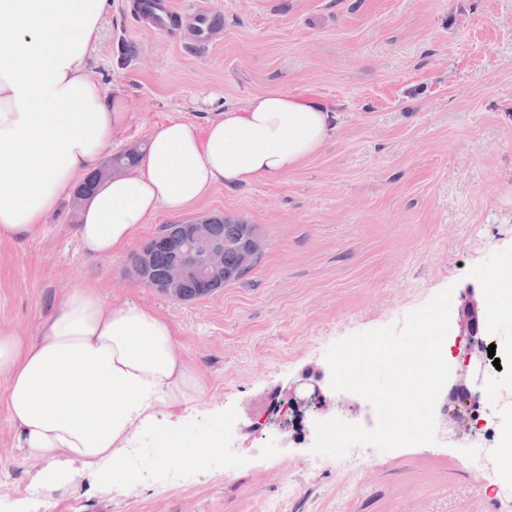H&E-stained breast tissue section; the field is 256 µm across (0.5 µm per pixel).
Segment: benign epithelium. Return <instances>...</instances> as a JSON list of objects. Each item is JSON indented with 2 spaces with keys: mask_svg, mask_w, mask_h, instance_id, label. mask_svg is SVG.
<instances>
[{
  "mask_svg": "<svg viewBox=\"0 0 512 512\" xmlns=\"http://www.w3.org/2000/svg\"><path fill=\"white\" fill-rule=\"evenodd\" d=\"M236 248L239 254V268L249 270L262 249V241L248 237L238 242ZM188 273L196 274L201 279L202 288L206 291L212 288L217 278L230 277V274L224 270V246L212 241L210 224L206 219L197 218L188 225L187 244L174 255L168 271L166 287L169 291H174ZM482 315L483 311L474 299V293L468 292L457 318L460 334L467 336L464 348L466 357L470 358L473 354L482 352L483 339L474 334V329L471 328V324L478 321ZM307 398L320 410L327 405L326 395L321 386L315 382H301L290 386L284 392L283 402L286 406H296Z\"/></svg>",
  "mask_w": 512,
  "mask_h": 512,
  "instance_id": "obj_1",
  "label": "benign epithelium"
}]
</instances>
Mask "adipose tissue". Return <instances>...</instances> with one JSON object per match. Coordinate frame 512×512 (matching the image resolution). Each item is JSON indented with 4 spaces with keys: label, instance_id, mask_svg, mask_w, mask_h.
<instances>
[{
    "label": "adipose tissue",
    "instance_id": "1",
    "mask_svg": "<svg viewBox=\"0 0 512 512\" xmlns=\"http://www.w3.org/2000/svg\"><path fill=\"white\" fill-rule=\"evenodd\" d=\"M106 3L0 0V240L46 233L128 120L123 100L106 98L92 74ZM333 128L326 107L279 91L226 109L202 134L170 121L138 167L85 202L80 241L98 257L119 253L158 210L181 213L219 183L284 176ZM0 377L15 446L39 461L33 483L48 493L82 479L134 485L121 456L143 431L183 421L205 391L170 321L89 288L70 291L37 336L0 333Z\"/></svg>",
    "mask_w": 512,
    "mask_h": 512
}]
</instances>
